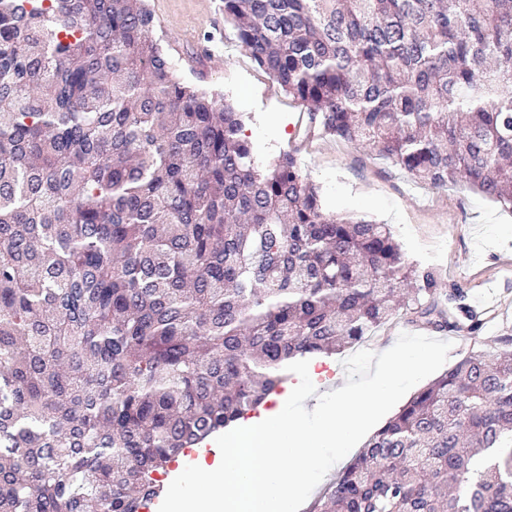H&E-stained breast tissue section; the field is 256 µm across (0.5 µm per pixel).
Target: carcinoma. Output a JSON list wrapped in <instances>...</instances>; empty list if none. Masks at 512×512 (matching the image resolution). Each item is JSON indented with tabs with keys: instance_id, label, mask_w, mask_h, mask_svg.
Wrapping results in <instances>:
<instances>
[{
	"instance_id": "obj_1",
	"label": "carcinoma",
	"mask_w": 512,
	"mask_h": 512,
	"mask_svg": "<svg viewBox=\"0 0 512 512\" xmlns=\"http://www.w3.org/2000/svg\"><path fill=\"white\" fill-rule=\"evenodd\" d=\"M310 128L512 209V0H224ZM146 0H0V512H142L299 359L394 316L478 335L391 228L180 76ZM418 391L311 512H512V334ZM202 447L205 448H194L190 453H186L188 454L187 456L179 458L178 468L175 469V466L171 464L170 472L167 476L156 474L155 477H157L159 480H162L161 484H163V486L165 484L168 487L173 479H175L187 465H195V460L199 455H205L207 458H212L216 452L220 451L216 443L208 444ZM206 448H209V450H206Z\"/></svg>"
}]
</instances>
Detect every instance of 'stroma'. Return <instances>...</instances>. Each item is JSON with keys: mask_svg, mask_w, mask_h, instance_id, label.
I'll return each mask as SVG.
<instances>
[{"mask_svg": "<svg viewBox=\"0 0 512 512\" xmlns=\"http://www.w3.org/2000/svg\"><path fill=\"white\" fill-rule=\"evenodd\" d=\"M162 23L154 35L187 78H202L246 116L260 158L296 156L326 211L389 224L405 257L431 272L439 290L458 286L491 320L479 336L442 332L448 364L494 347L512 330V209L477 190H435L376 153L307 128L304 109L259 70L224 20L222 0H147Z\"/></svg>", "mask_w": 512, "mask_h": 512, "instance_id": "35a3bbf8", "label": "stroma"}]
</instances>
